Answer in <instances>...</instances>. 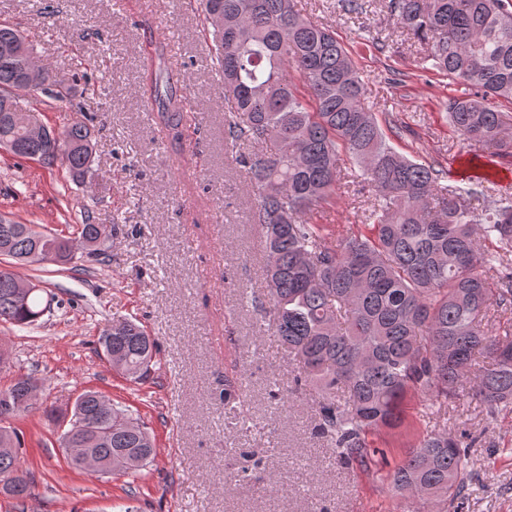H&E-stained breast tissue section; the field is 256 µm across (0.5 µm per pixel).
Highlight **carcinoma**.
<instances>
[{
  "instance_id": "cac0c4a2",
  "label": "carcinoma",
  "mask_w": 512,
  "mask_h": 512,
  "mask_svg": "<svg viewBox=\"0 0 512 512\" xmlns=\"http://www.w3.org/2000/svg\"><path fill=\"white\" fill-rule=\"evenodd\" d=\"M202 24L212 30L211 60L230 110L224 139L238 149L236 163L256 187L253 221L263 229L271 330L297 365V380L320 398L314 434L336 447L348 465L377 466L374 440L402 425L408 396L421 398L420 417L448 409L474 373L472 394L488 417L512 413V321L489 332L483 323L493 302L512 307V204L478 209L485 176L471 188L439 185L445 171L394 149L363 107L364 83L346 44L333 30L305 17L294 0H198ZM396 25L429 46L431 68L468 87L448 100V123L463 139L512 157V0H385ZM35 47L16 28L0 24V142L19 156L59 161L78 182L89 171L93 132L81 123L62 132L57 158L29 135V100L44 95L61 105L72 85L44 69L41 85L24 82ZM307 86L296 92L291 74ZM149 99L173 137L180 136V99L148 69ZM361 167L372 199L364 223L331 243L325 226L309 222L315 207L336 194L341 155ZM113 225L85 219L79 238L90 254H104ZM488 243L482 252L476 239ZM17 264H67L70 240L0 216V255ZM45 308L10 269L0 268V323L28 328ZM100 345L112 369L137 382L150 372L154 343L136 323L105 325ZM37 378L11 386L23 408L0 404V420L27 413ZM86 390L71 410L47 417L64 422L63 448H87L103 474L135 473L156 455L154 439L125 407L104 409ZM19 433L0 427V481L12 498L32 495L21 462ZM409 494L415 512H456L468 494V447L448 429L423 432L389 474Z\"/></svg>"
}]
</instances>
